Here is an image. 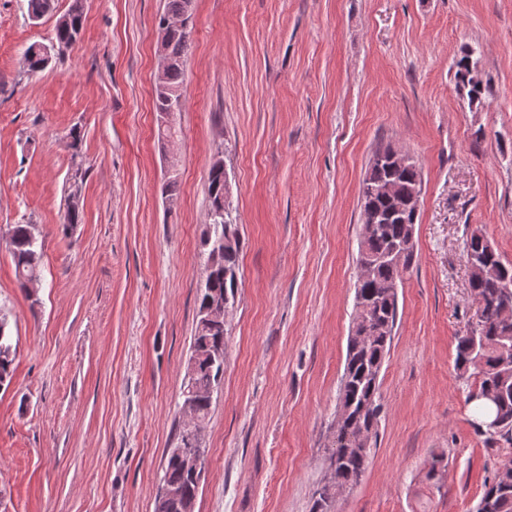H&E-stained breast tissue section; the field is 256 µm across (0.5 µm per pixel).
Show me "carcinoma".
Returning a JSON list of instances; mask_svg holds the SVG:
<instances>
[{"label": "carcinoma", "instance_id": "obj_1", "mask_svg": "<svg viewBox=\"0 0 512 512\" xmlns=\"http://www.w3.org/2000/svg\"><path fill=\"white\" fill-rule=\"evenodd\" d=\"M57 0H27L29 19L39 21L56 15ZM193 0H165L156 26L181 19L192 12ZM84 25L82 0H72L70 8L57 15L53 41L73 44ZM192 45V28L169 29L163 47L168 60L161 82L154 83V112H164L170 100L182 97L184 68ZM474 49L465 46L455 61V79L469 104L481 105L489 94V85L473 60ZM55 57L46 54L35 42L23 52L24 69L35 74L46 69ZM392 147L375 151L369 160L360 186L362 215L356 262L373 260L367 277L356 283L353 326L347 340L343 374L337 397V411L329 440L328 467L324 482L314 492L311 512H336L339 493L356 486L367 468L372 453L371 441L380 422V376L393 341L398 314V288L404 273L415 259V232L419 217L411 211L396 213L392 199L378 193L390 184L396 195L409 200L422 189V174L415 163L400 166L390 160ZM79 172L67 197L63 229L71 231L81 223L82 206ZM208 222L202 239L203 279L197 290L196 328L187 373L182 383L183 402H191L200 428H205L214 391L224 379V336L228 334L224 317L210 316V309L235 300L239 282L241 240L237 218L224 201V165L213 162L208 174ZM490 240L473 231L466 238L464 252L496 264L502 260ZM7 246L13 258L20 287L40 280L44 242L33 224H15L10 228ZM473 299L482 302L477 308L478 322L473 330L456 337L455 367L464 378L473 373L478 380L477 393L487 389L498 393L497 404L490 407L498 419L497 430L487 440L512 442V297L505 294L498 278L469 280ZM16 345L9 330L7 316L0 315V388L11 384ZM188 448L204 449L196 444L189 430L179 427L176 443L167 450L160 491L154 512H195L203 471L193 474L183 457ZM482 499L492 501V512H512V461L497 469L486 486Z\"/></svg>", "mask_w": 512, "mask_h": 512}]
</instances>
